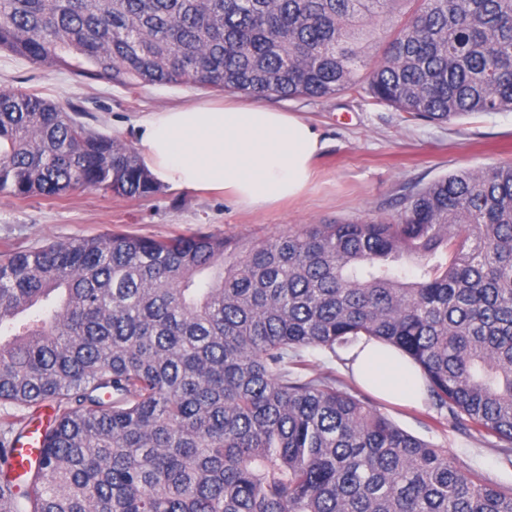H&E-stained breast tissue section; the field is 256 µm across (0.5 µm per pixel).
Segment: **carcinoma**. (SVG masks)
Instances as JSON below:
<instances>
[{"instance_id": "1", "label": "carcinoma", "mask_w": 512, "mask_h": 512, "mask_svg": "<svg viewBox=\"0 0 512 512\" xmlns=\"http://www.w3.org/2000/svg\"><path fill=\"white\" fill-rule=\"evenodd\" d=\"M0 50L128 88L512 112V0H0ZM84 117L0 91V197L157 195L138 151ZM363 336L420 366L437 411L512 448V165L245 251L114 232L1 252L0 405L54 415L36 464L0 471V512H512V491L335 372L305 374L302 350Z\"/></svg>"}]
</instances>
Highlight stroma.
<instances>
[{"instance_id":"35a3bbf8","label":"stroma","mask_w":512,"mask_h":512,"mask_svg":"<svg viewBox=\"0 0 512 512\" xmlns=\"http://www.w3.org/2000/svg\"><path fill=\"white\" fill-rule=\"evenodd\" d=\"M34 90L80 105L96 130L135 144L132 120L162 106L195 102L252 103L243 92L189 85H145L131 90L104 81L87 83L65 70L0 51V90ZM260 105L297 114L319 130L325 147L317 176L300 201L260 212L235 207L218 193L162 187L150 198H126L98 190L58 198H0V251L27 249L122 231L155 239L198 232L246 248L304 224L377 220L394 212L415 187L462 168L512 164V112L475 113L451 122L417 120L369 97L260 98ZM373 405L407 433L446 449L462 472L512 489V452L494 437L448 420L437 424L429 402L402 406L373 398Z\"/></svg>"}]
</instances>
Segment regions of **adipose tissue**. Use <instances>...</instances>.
I'll list each match as a JSON object with an SVG mask.
<instances>
[{
	"mask_svg": "<svg viewBox=\"0 0 512 512\" xmlns=\"http://www.w3.org/2000/svg\"><path fill=\"white\" fill-rule=\"evenodd\" d=\"M143 162L161 185L220 192L237 206L267 208L312 184L321 136L289 112L257 105L164 108L134 121ZM355 381L385 400L419 403L421 369L397 348L359 341L347 354Z\"/></svg>",
	"mask_w": 512,
	"mask_h": 512,
	"instance_id": "adipose-tissue-1",
	"label": "adipose tissue"
}]
</instances>
